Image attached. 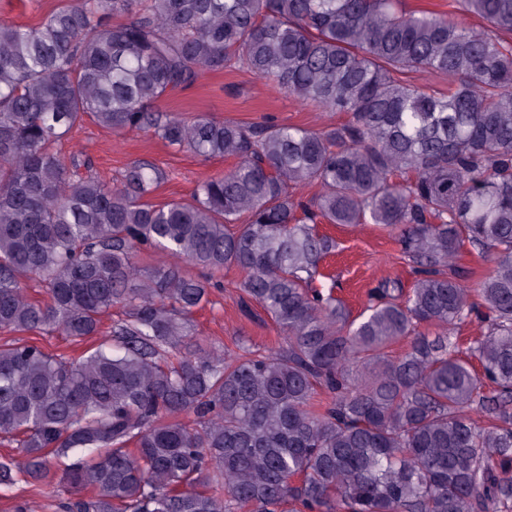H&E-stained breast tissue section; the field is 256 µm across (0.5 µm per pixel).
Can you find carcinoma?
<instances>
[{"mask_svg": "<svg viewBox=\"0 0 512 512\" xmlns=\"http://www.w3.org/2000/svg\"><path fill=\"white\" fill-rule=\"evenodd\" d=\"M458 9L485 26L400 0H72L0 23V328L98 337L78 357L0 344V487L61 484L63 512H512V0ZM226 69L350 119L157 108ZM86 118L234 166L154 204L153 162L110 184L58 153ZM318 223L397 232L412 286L350 318L314 287L336 249ZM466 246L491 262L471 285ZM231 267L285 345L186 346Z\"/></svg>", "mask_w": 512, "mask_h": 512, "instance_id": "cac0c4a2", "label": "carcinoma"}]
</instances>
